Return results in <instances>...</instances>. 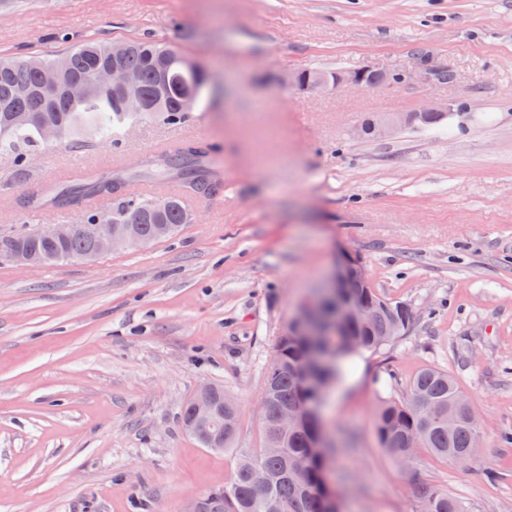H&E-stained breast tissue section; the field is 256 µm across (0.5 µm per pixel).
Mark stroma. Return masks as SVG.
Masks as SVG:
<instances>
[{
	"mask_svg": "<svg viewBox=\"0 0 512 512\" xmlns=\"http://www.w3.org/2000/svg\"><path fill=\"white\" fill-rule=\"evenodd\" d=\"M143 36L199 61L212 86L180 125L139 117L119 143L36 151L26 180L0 152V242L82 223V206L19 210L54 168L136 169L148 148L220 146L224 189L185 198L176 237L87 263L0 254V512H182L231 481L235 451L201 447L180 412L204 382L239 403L257 448L276 338L334 264L362 260L409 331L365 353L325 401L345 452L340 512H418L423 491L512 512V0H15L0 54H59ZM427 54L456 82L302 92L289 73L402 71ZM448 116L386 139L372 113ZM424 368L447 371L482 446L464 464L417 449L401 470L375 416ZM448 110L444 111L433 105L424 104L414 112L377 113L370 118L358 121L352 127V135L356 138L371 137L383 139L398 132L403 127L425 124L433 117L445 118Z\"/></svg>",
	"mask_w": 512,
	"mask_h": 512,
	"instance_id": "35a3bbf8",
	"label": "stroma"
}]
</instances>
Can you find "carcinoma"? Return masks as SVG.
Here are the masks:
<instances>
[{
    "mask_svg": "<svg viewBox=\"0 0 512 512\" xmlns=\"http://www.w3.org/2000/svg\"><path fill=\"white\" fill-rule=\"evenodd\" d=\"M116 44L88 39L53 56H32L27 59H0V151L13 156L15 177L28 176L33 151L45 143L40 121L57 128V139L73 148L86 146V137L99 135L119 140L128 121L135 114L128 111L121 95L110 90L68 99L64 89L85 78L96 69L130 70L139 75V96L146 105L145 116L159 117L167 123H180L187 118L184 102L188 95L201 99L208 86L207 72L200 66L182 73L177 83H166L164 72L172 56H180L177 48L149 39H130ZM214 147L189 141L161 155L141 160L138 169L118 168L85 185L61 184L45 187L40 193L23 197L18 207L35 211L45 196L57 208L82 204L85 222L102 215L89 198L92 195L112 199L108 218L119 228L135 222L140 241L160 240L157 227L168 224L177 235L189 222V215L178 196L164 199L167 206L157 208L158 200L144 198L131 189L136 180L173 183L183 195L209 198L223 189V181L212 165ZM63 242L48 238L45 233L18 234L0 244V250H31L39 253L43 264L52 265L80 259L94 251L93 242L80 232ZM366 313L346 323L336 322V300L325 299L322 317L330 335L320 338L298 336L283 329L277 336L271 357L275 363L264 367V403L261 410L263 441L259 448L241 454L230 483L209 490L201 497L204 512H328V504L316 487L321 464L307 458L306 432L290 430L269 453L270 425L280 408H302L315 403L311 390L302 385L298 373L316 371L329 388L345 374L348 362L357 353L372 351L386 345L397 334L411 328L415 315L400 311V303L378 295L367 286L361 289ZM213 400L224 410L223 427L208 428L222 436L211 441L200 434L193 437L204 448L233 446L239 433L238 403L214 385ZM467 409L456 382L447 372L434 368L421 370L397 399L381 402L376 412V428L380 443L395 463L417 448H429L437 456L464 462V455L479 438L477 424L461 419ZM265 473L262 487L254 484L255 472ZM422 498L432 500V512H465L463 504L448 493L438 490L423 492Z\"/></svg>",
    "mask_w": 512,
    "mask_h": 512,
    "instance_id": "cac0c4a2",
    "label": "carcinoma"
}]
</instances>
